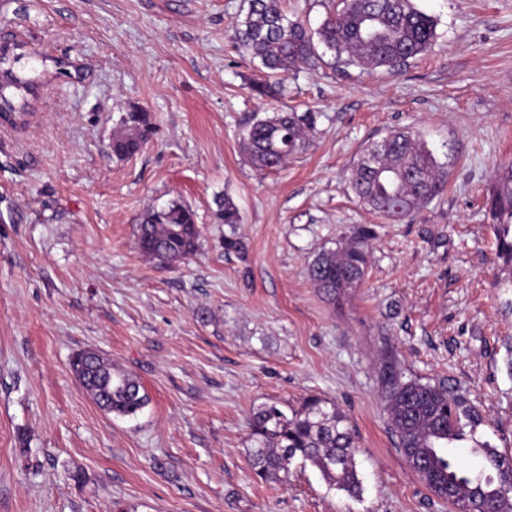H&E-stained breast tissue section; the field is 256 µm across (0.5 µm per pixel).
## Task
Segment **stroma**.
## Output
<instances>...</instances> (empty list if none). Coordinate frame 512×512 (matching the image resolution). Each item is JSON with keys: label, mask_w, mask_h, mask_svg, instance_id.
<instances>
[{"label": "stroma", "mask_w": 512, "mask_h": 512, "mask_svg": "<svg viewBox=\"0 0 512 512\" xmlns=\"http://www.w3.org/2000/svg\"><path fill=\"white\" fill-rule=\"evenodd\" d=\"M416 3L437 20L425 56L392 73L305 66L270 98L234 46L243 0H0V49L33 83L25 112L0 118V512H451L396 447L386 349L458 389L483 416L476 439L512 454V269L484 206L512 162V0ZM286 106L316 131L258 171L241 133ZM135 109L151 134L117 157ZM403 128L446 188L393 221L349 177ZM226 198L239 224L218 218ZM175 200L199 245L163 266L137 226ZM363 227L364 281L331 304L308 266ZM88 348L140 380L137 416L83 389L71 361ZM312 395L356 433L360 497L309 466L252 469V415Z\"/></svg>", "instance_id": "stroma-1"}]
</instances>
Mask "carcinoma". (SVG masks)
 <instances>
[{
	"label": "carcinoma",
	"instance_id": "cac0c4a2",
	"mask_svg": "<svg viewBox=\"0 0 512 512\" xmlns=\"http://www.w3.org/2000/svg\"><path fill=\"white\" fill-rule=\"evenodd\" d=\"M244 18L235 41L251 59L275 76L323 61L319 46L331 52L332 65L365 71L400 69L426 54L434 44L437 22L415 0H341L312 32L290 20L280 0H244ZM127 133L112 141L118 156L136 153L148 139L146 113L128 112ZM311 113L280 109L256 120L242 134L253 166L282 167L305 143L313 129ZM445 183L443 166L419 137L392 132L370 143L351 169L350 185L359 201L387 219L401 220L434 198ZM486 206L496 239V257L512 267V164L497 175ZM225 224L241 215L226 197L219 211ZM196 215L172 202L146 213L137 231L141 254L160 265H174L197 248ZM370 231L360 230L334 250L320 253L309 267L315 288L334 303L364 280L369 265ZM83 388L105 412L119 417L137 415L148 403L141 382L99 352L83 350L72 360ZM379 379L397 447L410 467L437 495L451 491L454 512H512V456L490 441L475 438L481 415L458 390L406 377L391 351L381 353ZM256 446L250 456L255 474L266 480L288 473L293 460L316 468L329 487L354 496L361 483L355 464V436L336 406L319 397L304 401L286 415L275 405L260 408L252 419ZM471 441L470 453L480 468L468 470L453 448Z\"/></svg>",
	"mask_w": 512,
	"mask_h": 512
}]
</instances>
